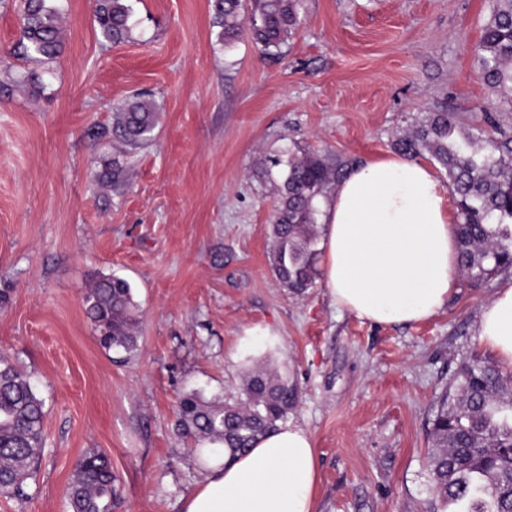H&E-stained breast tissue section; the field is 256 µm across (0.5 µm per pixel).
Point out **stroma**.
<instances>
[{
    "label": "stroma",
    "instance_id": "1",
    "mask_svg": "<svg viewBox=\"0 0 512 512\" xmlns=\"http://www.w3.org/2000/svg\"><path fill=\"white\" fill-rule=\"evenodd\" d=\"M64 51L45 89L22 82L16 0H0V357L45 401L46 445L0 512H66L77 462L104 451L112 512H181L206 476L174 431L190 391L223 397L255 367L296 386L289 415L313 438L316 512H437L428 482L437 398L493 291L461 283L434 318L375 325L339 311L324 279L297 295L272 271L276 197L260 163L282 148L361 165L393 153L429 113L458 133L494 91L475 48L491 0H304L280 58L224 51L210 0H137L131 39L106 41L93 0H58ZM159 106L153 140L127 151L95 132L133 94ZM122 187H102L112 159ZM127 280L139 347L104 348L85 313L95 277Z\"/></svg>",
    "mask_w": 512,
    "mask_h": 512
}]
</instances>
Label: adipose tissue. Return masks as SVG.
<instances>
[{
	"instance_id": "obj_1",
	"label": "adipose tissue",
	"mask_w": 512,
	"mask_h": 512,
	"mask_svg": "<svg viewBox=\"0 0 512 512\" xmlns=\"http://www.w3.org/2000/svg\"><path fill=\"white\" fill-rule=\"evenodd\" d=\"M450 197L424 162L383 156L353 167L322 205L321 265L336 307L377 324L439 314L459 291ZM477 336L512 372V276L483 306ZM317 482L313 439L289 423L213 463L182 512H315Z\"/></svg>"
}]
</instances>
